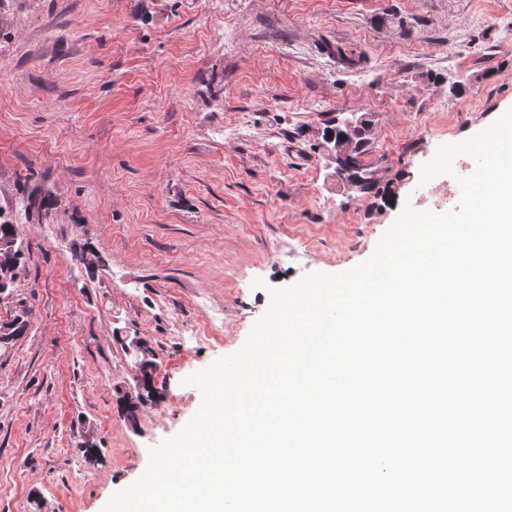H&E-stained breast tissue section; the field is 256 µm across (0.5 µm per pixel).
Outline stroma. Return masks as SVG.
<instances>
[{
	"mask_svg": "<svg viewBox=\"0 0 512 512\" xmlns=\"http://www.w3.org/2000/svg\"><path fill=\"white\" fill-rule=\"evenodd\" d=\"M510 108L512 0H0V213L25 253L0 319L33 308L0 351V512H102L270 288L369 259L421 165ZM361 115L377 194L318 148L328 119ZM126 335L159 364L134 426Z\"/></svg>",
	"mask_w": 512,
	"mask_h": 512,
	"instance_id": "stroma-1",
	"label": "stroma"
}]
</instances>
